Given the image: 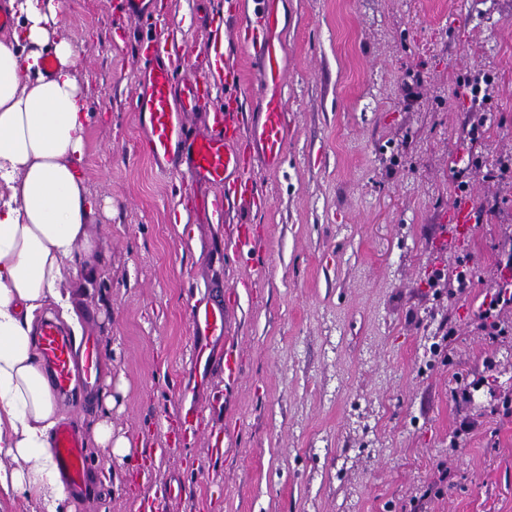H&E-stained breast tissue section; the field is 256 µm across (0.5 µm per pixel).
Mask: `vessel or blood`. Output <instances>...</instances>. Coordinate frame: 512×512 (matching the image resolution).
I'll return each mask as SVG.
<instances>
[{
  "instance_id": "obj_1",
  "label": "vessel or blood",
  "mask_w": 512,
  "mask_h": 512,
  "mask_svg": "<svg viewBox=\"0 0 512 512\" xmlns=\"http://www.w3.org/2000/svg\"><path fill=\"white\" fill-rule=\"evenodd\" d=\"M255 21L247 27L239 42L244 53L260 61L264 73V93L257 112L243 116L238 108L226 106L214 113L209 130L202 135H190L186 113L195 111L201 97L199 83H176L173 72L177 55L166 42L156 39L138 46L137 52L146 65L140 73L137 112L147 132L149 157L160 169L186 167L200 183L222 187V195L211 201L214 215H223L231 204L254 201L258 189L247 177L241 141H258L268 163H276L286 142V119L277 87L286 69L283 65L285 50L277 45L268 32L276 20L264 6V0H255ZM445 233L464 234L475 223V202L466 194L457 195L448 207ZM236 253L249 254L256 248L250 225L240 224L227 239ZM194 325L203 327L206 335L223 336L224 312L219 308H193ZM39 354L50 382L56 392L68 393L73 389L94 390L101 367L95 344L85 340L82 349H75L69 334L54 322H44L38 336ZM50 451L59 476L78 499L90 493L89 466L84 437L77 419L58 424Z\"/></svg>"
}]
</instances>
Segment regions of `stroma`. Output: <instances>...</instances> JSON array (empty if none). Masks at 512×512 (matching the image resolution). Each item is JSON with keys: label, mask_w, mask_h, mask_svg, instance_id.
Wrapping results in <instances>:
<instances>
[{"label": "stroma", "mask_w": 512, "mask_h": 512, "mask_svg": "<svg viewBox=\"0 0 512 512\" xmlns=\"http://www.w3.org/2000/svg\"><path fill=\"white\" fill-rule=\"evenodd\" d=\"M63 37L81 50L90 126L82 172L98 201L104 263L73 293L83 333L112 354V435L128 455L86 442L93 496L75 512H138L167 486L168 512H512V328L474 327L512 227V0H272L287 53L279 89L287 140L277 166L246 149L263 207L208 213V191L182 168L157 169L135 110L136 41L117 0H67ZM179 53L176 81L221 52L239 75L211 86L204 111H253L261 74L238 47L251 0H151ZM495 77L483 108L462 82ZM479 224L461 244L440 225L460 182ZM256 251L233 253V225ZM465 259L462 298L430 288L432 269ZM222 307L224 344L241 372L196 364L191 309ZM451 349L433 351L439 323ZM494 369H487V361ZM470 383L454 399L456 379ZM204 431L180 440L181 413ZM460 446L451 449L452 435ZM156 449L151 463L142 448ZM448 467L439 496L427 488Z\"/></svg>", "instance_id": "stroma-1"}]
</instances>
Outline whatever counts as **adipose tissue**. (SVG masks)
Here are the masks:
<instances>
[{
	"label": "adipose tissue",
	"instance_id": "adipose-tissue-1",
	"mask_svg": "<svg viewBox=\"0 0 512 512\" xmlns=\"http://www.w3.org/2000/svg\"><path fill=\"white\" fill-rule=\"evenodd\" d=\"M10 6L15 25L0 40V489L46 512H74L49 451L62 414L35 333L55 307L80 336L70 289L101 258L81 172L90 114L80 53L58 34L65 0Z\"/></svg>",
	"mask_w": 512,
	"mask_h": 512
}]
</instances>
